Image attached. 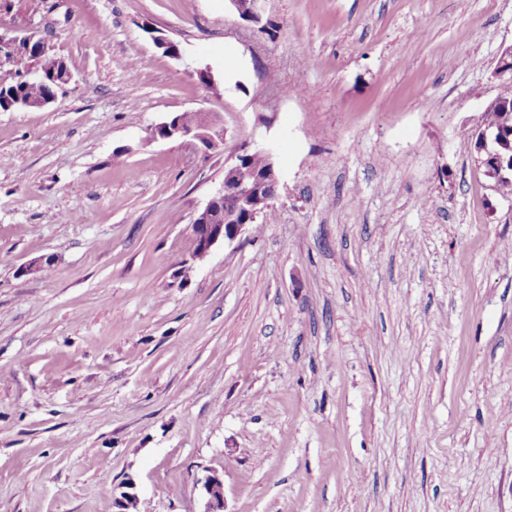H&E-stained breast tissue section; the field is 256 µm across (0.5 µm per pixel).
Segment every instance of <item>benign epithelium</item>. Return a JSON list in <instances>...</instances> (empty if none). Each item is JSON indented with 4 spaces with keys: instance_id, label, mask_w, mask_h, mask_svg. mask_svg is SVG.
<instances>
[{
    "instance_id": "1",
    "label": "benign epithelium",
    "mask_w": 512,
    "mask_h": 512,
    "mask_svg": "<svg viewBox=\"0 0 512 512\" xmlns=\"http://www.w3.org/2000/svg\"><path fill=\"white\" fill-rule=\"evenodd\" d=\"M238 15L252 22L261 19L267 0H229ZM152 34L155 46L164 54L181 58L178 45L163 35L156 34L153 28L148 29ZM7 44L8 52L0 53V66L10 64L16 51L25 47L35 54L44 57L48 55V45L41 40L31 38H1ZM504 130L486 121L476 132L479 139L478 153L474 155L477 168L481 169L489 182V188L499 192V183L505 175L503 170H509L512 175V162L504 166L501 155L497 150ZM152 137L166 140H181L195 144L204 151L214 150L224 144V125L209 112L198 113V120L192 125L183 123L179 115L169 116L165 121L155 126ZM264 158V165L254 168L249 164L253 154ZM279 184V172L275 165V154L272 146L257 144L252 148L246 147L238 153L233 162L227 165V176L224 182L199 209L192 222L194 240L193 257L199 260L206 258L212 248L220 242H232L243 234L246 227L256 221L268 207ZM207 498L204 512H224V478L216 470H210L200 479Z\"/></svg>"
}]
</instances>
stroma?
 <instances>
[{
  "instance_id": "35a3bbf8",
  "label": "stroma",
  "mask_w": 512,
  "mask_h": 512,
  "mask_svg": "<svg viewBox=\"0 0 512 512\" xmlns=\"http://www.w3.org/2000/svg\"><path fill=\"white\" fill-rule=\"evenodd\" d=\"M0 36L72 72L0 110V512H204L209 469L226 512H512V196L465 137L512 0H0ZM191 111L223 146L152 138ZM264 140L267 211L193 260Z\"/></svg>"
}]
</instances>
